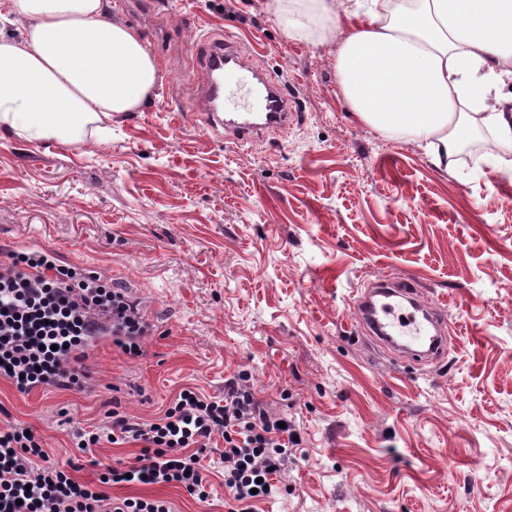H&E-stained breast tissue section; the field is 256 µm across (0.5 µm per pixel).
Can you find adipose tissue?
Masks as SVG:
<instances>
[{
    "label": "adipose tissue",
    "mask_w": 512,
    "mask_h": 512,
    "mask_svg": "<svg viewBox=\"0 0 512 512\" xmlns=\"http://www.w3.org/2000/svg\"><path fill=\"white\" fill-rule=\"evenodd\" d=\"M293 41L339 39L337 75L359 121L415 143L453 170L476 133L484 158L512 177V0H271ZM103 0H0L29 19L0 36V131L27 142L79 143L140 106L159 66L130 27L102 20ZM354 31L341 35L345 21Z\"/></svg>",
    "instance_id": "1"
}]
</instances>
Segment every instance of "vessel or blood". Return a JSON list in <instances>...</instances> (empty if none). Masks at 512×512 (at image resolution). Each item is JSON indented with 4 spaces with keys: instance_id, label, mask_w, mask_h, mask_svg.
I'll return each mask as SVG.
<instances>
[{
    "instance_id": "vessel-or-blood-1",
    "label": "vessel or blood",
    "mask_w": 512,
    "mask_h": 512,
    "mask_svg": "<svg viewBox=\"0 0 512 512\" xmlns=\"http://www.w3.org/2000/svg\"><path fill=\"white\" fill-rule=\"evenodd\" d=\"M195 51L205 75L197 94L199 107L208 126L223 131L225 141L250 143L268 132L287 129L297 120L295 102L279 78L250 64L232 38L198 40ZM380 291L414 303L419 300L414 282L380 278L371 291L353 302L361 327L413 365L429 363L446 354L447 324L435 309H426L421 322L390 306L379 311L372 297Z\"/></svg>"
}]
</instances>
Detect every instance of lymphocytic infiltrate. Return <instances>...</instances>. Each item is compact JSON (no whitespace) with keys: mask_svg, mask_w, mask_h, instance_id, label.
Listing matches in <instances>:
<instances>
[{"mask_svg":"<svg viewBox=\"0 0 512 512\" xmlns=\"http://www.w3.org/2000/svg\"><path fill=\"white\" fill-rule=\"evenodd\" d=\"M14 271L0 272V378L19 391L55 386L71 390L82 383L72 368L93 340L111 333L124 353L141 352L150 325L121 291L76 267H54L32 278L27 268L43 265L38 252L12 253ZM224 439L227 512H252L256 500L273 495L297 447L293 423L265 411L244 375L224 383L223 397L182 390L163 417L152 423L113 413L111 421L79 434L82 451L111 440L141 443L134 462L104 476L115 484L132 480L179 484L207 501L204 453L214 435ZM0 512H172L168 501L112 498L77 481L52 462L26 427L0 429Z\"/></svg>","mask_w":512,"mask_h":512,"instance_id":"lymphocytic-infiltrate-1","label":"lymphocytic infiltrate"}]
</instances>
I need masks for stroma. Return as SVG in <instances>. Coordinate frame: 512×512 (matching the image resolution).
<instances>
[{"instance_id": "obj_1", "label": "stroma", "mask_w": 512, "mask_h": 512, "mask_svg": "<svg viewBox=\"0 0 512 512\" xmlns=\"http://www.w3.org/2000/svg\"><path fill=\"white\" fill-rule=\"evenodd\" d=\"M103 2L158 61L156 89L106 142L0 133V237H39L124 288L150 330L137 357L105 341L79 390L0 379V427H30L110 496L226 512L223 464L205 503L177 485H103L140 444L87 454L75 435L115 410L156 419L186 387L223 396L244 371L302 437L254 512H512V178L478 165L483 136L448 173L382 137L342 92L337 44L289 40L269 0ZM207 35L276 71L299 122L246 145L208 130L191 68ZM385 273L416 280L450 325L438 363L403 368L361 329L351 293Z\"/></svg>"}]
</instances>
